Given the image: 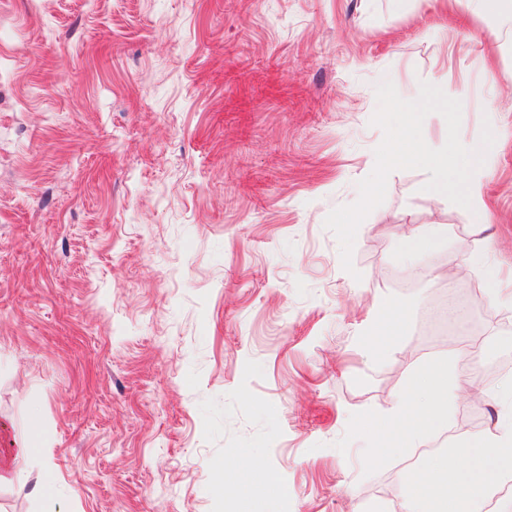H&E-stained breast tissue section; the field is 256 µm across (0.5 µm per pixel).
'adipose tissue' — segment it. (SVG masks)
Instances as JSON below:
<instances>
[{"instance_id": "1", "label": "adipose tissue", "mask_w": 512, "mask_h": 512, "mask_svg": "<svg viewBox=\"0 0 512 512\" xmlns=\"http://www.w3.org/2000/svg\"><path fill=\"white\" fill-rule=\"evenodd\" d=\"M446 239L445 225H416L402 230L398 255L405 261L420 259L429 247ZM405 326V315L393 300L380 302L370 349L385 350ZM478 385L467 370L444 362L418 369L396 394L390 410L371 420L373 447H418L431 433L446 430L461 392ZM488 396L496 410L493 426L468 443L465 455L433 456L426 475H414L410 481L403 512H483L498 479L512 474V376L503 378Z\"/></svg>"}]
</instances>
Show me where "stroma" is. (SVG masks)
Wrapping results in <instances>:
<instances>
[{
    "label": "stroma",
    "mask_w": 512,
    "mask_h": 512,
    "mask_svg": "<svg viewBox=\"0 0 512 512\" xmlns=\"http://www.w3.org/2000/svg\"><path fill=\"white\" fill-rule=\"evenodd\" d=\"M445 0H0V416L39 415L50 450L15 463L0 512H392L405 448H369L417 363L457 344L512 358L457 239L512 270V24L496 39ZM462 103L487 153V222L390 174L352 262L324 226L354 203L383 138L375 88ZM444 224L426 272L402 224ZM405 334L371 352L373 305ZM463 331L431 333L447 304ZM463 397L446 444L492 426ZM262 477L235 493L240 470ZM55 497L31 490L43 468Z\"/></svg>",
    "instance_id": "1"
}]
</instances>
